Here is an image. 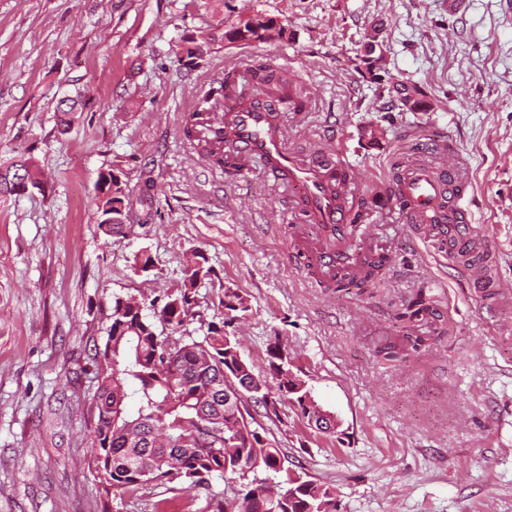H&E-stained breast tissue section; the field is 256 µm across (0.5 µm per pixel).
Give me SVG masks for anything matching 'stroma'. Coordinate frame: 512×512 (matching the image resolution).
Instances as JSON below:
<instances>
[{"mask_svg":"<svg viewBox=\"0 0 512 512\" xmlns=\"http://www.w3.org/2000/svg\"><path fill=\"white\" fill-rule=\"evenodd\" d=\"M0 0V167L26 158L38 190L0 195V512H197L220 477L186 492L103 491L89 466L91 406L115 297L163 301L190 261L209 269L181 334L224 322V290L250 306L226 324L255 373L281 343L291 370L340 422L307 425L288 404L250 405L284 470L330 486L336 512H512V0ZM261 13L282 39L225 40ZM384 62L368 74L364 35ZM203 55L191 59L187 42ZM265 66L313 97L288 143L354 169L368 240L390 260L365 289L318 286L291 257L288 194L260 170L234 177L184 135L227 70ZM417 87L430 111H383L380 84ZM81 110L60 132L56 108ZM452 143L469 220L509 294L488 306L461 264L370 199L416 146ZM120 176L129 219L99 223V173ZM149 272H137L142 256ZM440 312L428 346L388 361L395 315L418 290Z\"/></svg>","mask_w":512,"mask_h":512,"instance_id":"35a3bbf8","label":"stroma"}]
</instances>
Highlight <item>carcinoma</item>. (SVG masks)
Masks as SVG:
<instances>
[{"mask_svg": "<svg viewBox=\"0 0 512 512\" xmlns=\"http://www.w3.org/2000/svg\"><path fill=\"white\" fill-rule=\"evenodd\" d=\"M382 263L365 261L358 275L336 287L360 288L379 274ZM194 274L183 288L154 309L161 323L180 329L189 317ZM115 298L94 398L98 421L92 435L91 465L104 488L136 492L150 485L196 487L216 475L226 480L248 474L281 472V451L247 443L248 426L236 405L224 404V356L238 351V340L224 327L171 338L157 332L148 315L120 313ZM437 316L432 301L420 293L400 314L410 326ZM267 479L251 481L236 512H333L329 487L315 483L288 503V481L280 493L264 496Z\"/></svg>", "mask_w": 512, "mask_h": 512, "instance_id": "carcinoma-1", "label": "carcinoma"}]
</instances>
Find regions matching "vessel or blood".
Returning a JSON list of instances; mask_svg holds the SVG:
<instances>
[{
	"mask_svg": "<svg viewBox=\"0 0 512 512\" xmlns=\"http://www.w3.org/2000/svg\"><path fill=\"white\" fill-rule=\"evenodd\" d=\"M246 73L230 72L222 103L195 115L196 141L210 147L226 173L258 167L288 190V208L302 216L310 234H298V251L316 281L332 282L347 274L342 235L352 222L350 206L358 193L350 165L330 153L307 155L288 144L284 115L302 112L307 97L291 83L269 93L252 91ZM427 159L404 167L391 185L377 191L379 205L397 204L406 223L422 225L435 244L455 253L473 251L480 235L466 224V183L452 144L434 138ZM470 288L483 295L496 281L473 261L465 268Z\"/></svg>",
	"mask_w": 512,
	"mask_h": 512,
	"instance_id": "b4317fda",
	"label": "vessel or blood"
}]
</instances>
